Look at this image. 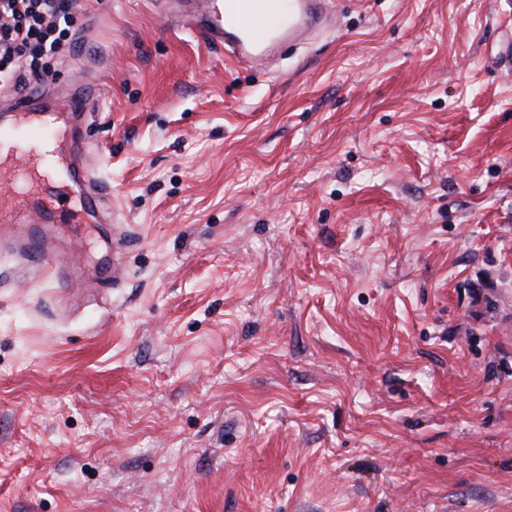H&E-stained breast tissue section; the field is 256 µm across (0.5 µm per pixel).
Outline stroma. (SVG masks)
<instances>
[{"instance_id":"35a3bbf8","label":"stroma","mask_w":512,"mask_h":512,"mask_svg":"<svg viewBox=\"0 0 512 512\" xmlns=\"http://www.w3.org/2000/svg\"><path fill=\"white\" fill-rule=\"evenodd\" d=\"M79 279L0 258V512H512V0H345L276 73L77 0ZM130 241L112 259V235Z\"/></svg>"}]
</instances>
